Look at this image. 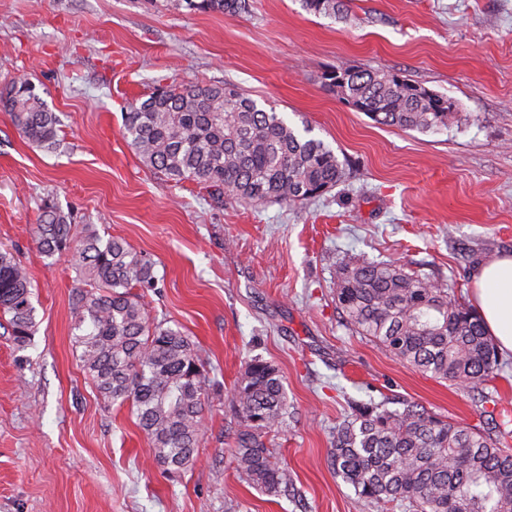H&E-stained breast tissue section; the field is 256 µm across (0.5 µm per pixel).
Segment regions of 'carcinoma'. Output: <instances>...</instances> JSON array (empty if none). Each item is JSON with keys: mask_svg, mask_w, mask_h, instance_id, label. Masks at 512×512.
Segmentation results:
<instances>
[{"mask_svg": "<svg viewBox=\"0 0 512 512\" xmlns=\"http://www.w3.org/2000/svg\"><path fill=\"white\" fill-rule=\"evenodd\" d=\"M228 15L248 0H167ZM315 14L334 16L346 0H302ZM325 86L376 124L439 133L458 117L453 102L398 76L338 67ZM0 108L31 145L54 150L59 119L25 76L0 94ZM122 137L144 164L168 179L194 181L220 200L248 204L312 199L344 180L342 161L325 143L291 128L276 112L226 85L157 89L124 115ZM37 243L49 258H65L78 274L74 291L82 367L107 402L130 403L169 473L190 468L202 440L208 385L192 338L178 324L150 319L142 295L156 287L155 262L125 240L104 237L91 224L43 201ZM346 324L400 362L437 380L462 386L481 404L484 386L500 366L476 311L452 298V288L389 264L361 261L341 268L334 293ZM0 315L11 336L25 343L36 326L28 272L0 249ZM242 421L234 432L240 471L264 491L292 487L264 438L284 425L288 400L272 363H246L235 393ZM330 466L355 495L393 502L404 512H512V450L476 426L449 422L400 398L357 402L336 425Z\"/></svg>", "mask_w": 512, "mask_h": 512, "instance_id": "cac0c4a2", "label": "carcinoma"}]
</instances>
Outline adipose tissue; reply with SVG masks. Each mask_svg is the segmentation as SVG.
<instances>
[{
  "label": "adipose tissue",
  "mask_w": 512,
  "mask_h": 512,
  "mask_svg": "<svg viewBox=\"0 0 512 512\" xmlns=\"http://www.w3.org/2000/svg\"><path fill=\"white\" fill-rule=\"evenodd\" d=\"M473 283L476 307L487 333L499 350L512 352V254L479 265Z\"/></svg>",
  "instance_id": "1"
}]
</instances>
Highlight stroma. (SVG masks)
<instances>
[{
    "instance_id": "stroma-1",
    "label": "stroma",
    "mask_w": 512,
    "mask_h": 512,
    "mask_svg": "<svg viewBox=\"0 0 512 512\" xmlns=\"http://www.w3.org/2000/svg\"><path fill=\"white\" fill-rule=\"evenodd\" d=\"M342 64L446 96L459 121L438 134L375 124L325 88ZM22 73L59 116L61 142L33 147L0 110V245L25 266L36 309L25 345L0 327V512H401L357 498L328 461L351 402L369 399L418 402L512 448V353L486 410L355 334L334 299L341 267L369 259L467 303L476 266L512 253V0H351L344 19L301 0H250L233 16L166 0H0V90ZM171 83L244 90L324 141L345 182L253 206L155 173L120 130L131 105ZM46 199L155 261L149 315L184 328L209 376L190 469L165 472L129 407L83 371L76 271L36 244ZM256 355L284 378L288 421L267 442L293 500L234 462V389Z\"/></svg>"
}]
</instances>
